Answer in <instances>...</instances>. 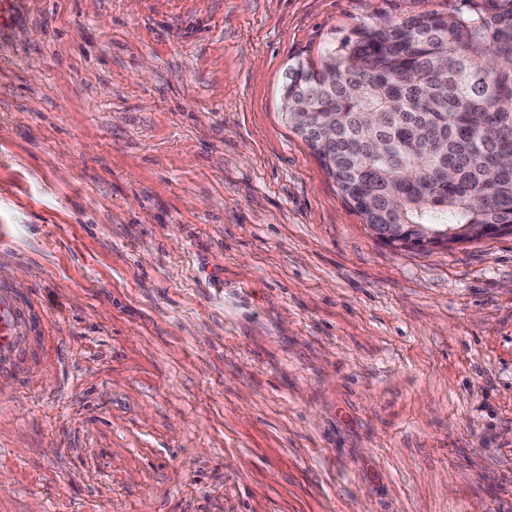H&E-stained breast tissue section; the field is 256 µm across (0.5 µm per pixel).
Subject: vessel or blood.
I'll use <instances>...</instances> for the list:
<instances>
[{
	"label": "vessel or blood",
	"mask_w": 512,
	"mask_h": 512,
	"mask_svg": "<svg viewBox=\"0 0 512 512\" xmlns=\"http://www.w3.org/2000/svg\"><path fill=\"white\" fill-rule=\"evenodd\" d=\"M40 315L31 301L0 283V374L23 377L22 362Z\"/></svg>",
	"instance_id": "vessel-or-blood-1"
}]
</instances>
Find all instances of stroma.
<instances>
[{
    "label": "stroma",
    "instance_id": "35a3bbf8",
    "mask_svg": "<svg viewBox=\"0 0 512 512\" xmlns=\"http://www.w3.org/2000/svg\"><path fill=\"white\" fill-rule=\"evenodd\" d=\"M460 0H13L0 512H512V234L395 248L285 71ZM40 315L28 299H19L12 288L0 283V374L25 379L21 365Z\"/></svg>",
    "mask_w": 512,
    "mask_h": 512
}]
</instances>
